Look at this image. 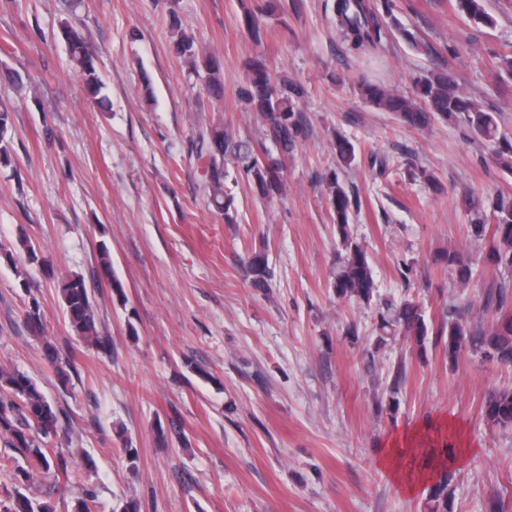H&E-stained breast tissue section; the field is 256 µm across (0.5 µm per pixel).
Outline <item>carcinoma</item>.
I'll list each match as a JSON object with an SVG mask.
<instances>
[{
    "label": "carcinoma",
    "mask_w": 512,
    "mask_h": 512,
    "mask_svg": "<svg viewBox=\"0 0 512 512\" xmlns=\"http://www.w3.org/2000/svg\"><path fill=\"white\" fill-rule=\"evenodd\" d=\"M452 2L455 12L467 21L484 26L494 24V18L485 8V0ZM335 10L336 27L351 49L373 51L383 46L390 25L368 0H336ZM243 25L251 39L260 43L263 24L257 13L244 9ZM169 30L170 48L186 64L188 74L204 75L208 96L222 100L224 59L203 50L196 38L182 28L174 13L170 15ZM62 36L85 94L97 103L102 102L103 84L98 58L90 50L82 28L67 24L62 27ZM359 90L367 102L385 112L395 113L403 124L412 128H426L437 119L465 123L477 139L492 144L496 162L512 170V137L500 132L497 113L466 95L450 72L440 69L419 79L411 95L372 83L361 84ZM304 95L302 85L278 74L264 57L258 55L248 65L243 99L248 111L254 113L266 128V135L275 144L277 153L235 139L221 121L203 124L192 132L187 143L188 158L195 160L201 168L204 196L211 211L224 223H237V217L232 213L233 200L224 191L228 164L241 167L265 196L283 191L285 162L306 131L300 111ZM14 112L15 105L0 101L2 167L13 163ZM333 148L340 166L352 167L356 160L354 145L338 135ZM325 193L341 247L330 288L338 299L369 304L377 293L371 259L350 229L352 213L359 207L357 195L335 174L326 180ZM460 205L468 216L470 239L481 243L491 238L483 262L492 267L495 277L480 301L482 312L490 315V326L472 323L468 308L457 305L447 307L440 320L429 323L419 305L407 298L398 303L391 301L379 312L377 345L400 336L411 352L424 353L430 346H440L453 361L467 350L499 365L512 367V195L500 193L485 199L465 195ZM18 245L23 253L21 264H16L10 250L5 251L4 256L15 268L19 286L27 295L24 324L30 334L41 336L45 331L44 308L33 292L35 282L30 270L47 267L46 259L27 237L20 238ZM437 260L454 272L462 287L468 285L477 272L471 257L461 251H447ZM247 264L251 286L269 287L272 273L265 257L254 254L247 258ZM99 269L116 299L125 302L124 285L113 272L112 258L104 244L99 248ZM58 297L72 332L89 346L109 352V340L102 335L99 315L84 279L74 275L63 280L58 284ZM43 355L54 368L61 386H66L73 371L70 359L49 341L43 344ZM405 374L402 361L388 373L389 410L398 405L396 395ZM483 412L491 425L512 428V387L490 392L483 404ZM62 433H67L63 412L42 393L36 382L15 367L0 366V438L5 439L14 451L8 464L3 466L11 488L0 495V512H55L52 504L38 495L35 484L40 478L73 482V453L53 443ZM428 493L433 502L432 512H453L447 473L437 470L436 480L428 487Z\"/></svg>",
    "instance_id": "obj_1"
}]
</instances>
